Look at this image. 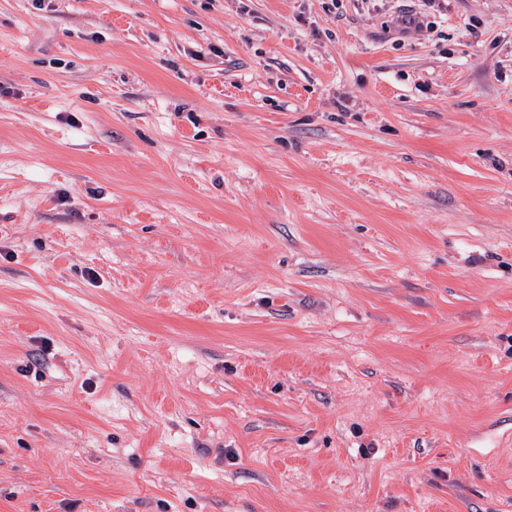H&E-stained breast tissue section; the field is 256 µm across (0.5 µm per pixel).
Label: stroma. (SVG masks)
<instances>
[{"mask_svg": "<svg viewBox=\"0 0 512 512\" xmlns=\"http://www.w3.org/2000/svg\"><path fill=\"white\" fill-rule=\"evenodd\" d=\"M0 512H512V0H0Z\"/></svg>", "mask_w": 512, "mask_h": 512, "instance_id": "stroma-1", "label": "stroma"}]
</instances>
